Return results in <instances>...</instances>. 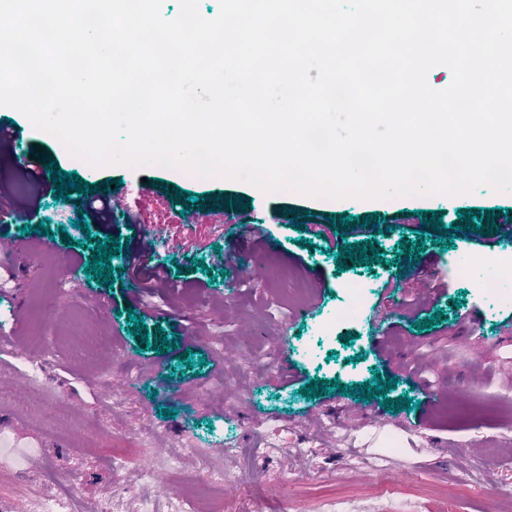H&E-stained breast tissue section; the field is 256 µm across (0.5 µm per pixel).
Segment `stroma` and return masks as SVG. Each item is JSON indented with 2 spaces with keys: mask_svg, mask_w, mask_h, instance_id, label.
<instances>
[{
  "mask_svg": "<svg viewBox=\"0 0 512 512\" xmlns=\"http://www.w3.org/2000/svg\"><path fill=\"white\" fill-rule=\"evenodd\" d=\"M0 125L16 134L0 148V195L13 197L19 224L34 215L73 240L68 246L44 235L34 256L0 258V333L9 340L0 346V512L19 501L24 512H57L68 477L77 480L75 512H100L107 495L111 512H200L208 503L221 512H512V430L501 422L512 415V294L490 300L454 272L465 254L512 262V236L475 241L462 231L445 249L421 219L428 212L455 224L462 210L490 208L503 224L512 194L483 186L393 200L266 195L242 181L163 166L76 163L9 107H0ZM33 153L90 186L119 182L111 227L89 214L90 231L82 233L71 225L79 193L56 201L42 180L23 182L20 168ZM187 191L202 195L199 207L185 201ZM244 211L265 224L273 246L244 231ZM372 215L389 231L344 222ZM300 222L338 223L337 246L372 241L381 260L338 271L334 252L303 245ZM150 232L157 242L149 264L183 269L204 261L194 284L179 277L141 297L125 279L109 289L85 275V236L123 242ZM419 237L439 292L416 316L405 305L421 284L394 260L401 242ZM240 255L255 262L244 285L232 269ZM349 279L367 285L363 308L321 339L317 328ZM128 307L148 333L173 339V350L138 351L122 315ZM438 309V325L416 329L418 317ZM88 335L98 340L92 360L74 353ZM189 349L204 365L187 366ZM474 355L484 359L482 386L471 385L465 367ZM286 362L303 380L341 386L390 376L397 383L389 398L406 395L420 406L394 413L339 389L309 400L285 384ZM469 401L496 408V416L455 418ZM162 407L176 417H158ZM227 448L236 450L244 478L225 479ZM393 468L406 480L387 483ZM157 473L171 494L156 493Z\"/></svg>",
  "mask_w": 512,
  "mask_h": 512,
  "instance_id": "1",
  "label": "stroma"
}]
</instances>
